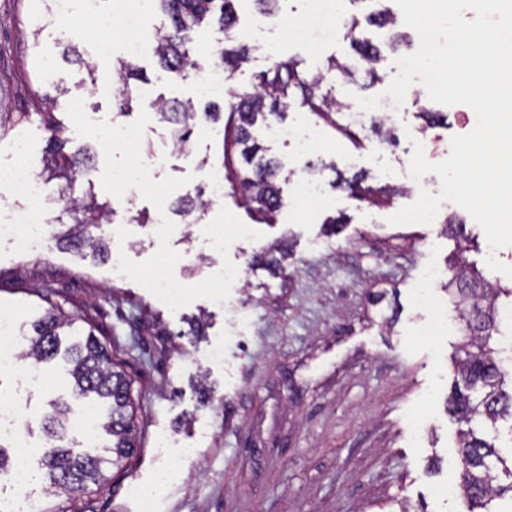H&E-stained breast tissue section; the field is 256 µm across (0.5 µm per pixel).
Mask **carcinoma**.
Returning <instances> with one entry per match:
<instances>
[{
  "instance_id": "carcinoma-1",
  "label": "carcinoma",
  "mask_w": 512,
  "mask_h": 512,
  "mask_svg": "<svg viewBox=\"0 0 512 512\" xmlns=\"http://www.w3.org/2000/svg\"><path fill=\"white\" fill-rule=\"evenodd\" d=\"M152 2L170 20V25L156 32L153 39L152 54L160 68L182 77L194 69L196 63L192 59L190 33L204 25L223 34L217 40L212 65L231 77L250 60L252 51L249 44L232 36L238 21L237 7L251 3L261 12H270L279 0ZM396 25L395 15L378 8L370 9L361 17L352 15L342 22L345 36L372 83L378 80L376 65L381 59V52L366 35L365 27ZM331 71L345 77L352 75L348 66L333 58L327 60L325 72L312 77L299 70L297 62L278 60L258 75L252 91L231 92L234 101L229 103L228 119L235 131L234 145L247 166L245 174L235 176L232 188L248 209L270 215L284 205L278 185L283 165L266 156L265 149L253 136L252 128L260 121H284L290 109L292 91H299L302 104L331 124L336 132L351 136L344 118V113L351 111V104L321 92L325 73ZM113 72L121 81V108L124 113L129 115L141 110L139 89L131 84V80L145 81L142 69L133 62L118 58L113 64ZM49 105L50 111L40 113L51 131L47 146V174L42 179L47 184L54 180L69 183L76 176L87 173L93 158L86 148L65 151L70 143L65 138L66 118L52 113L57 108V100H51ZM153 112L170 125L173 146L187 156L191 155L190 139L197 123L202 119L216 122L221 115L220 105L216 102L210 101L201 109L191 99L168 101L158 98ZM339 187L373 206L388 205L401 192L396 187L367 184V177L362 172L340 179ZM204 205L199 197L182 198L176 202L173 211L189 216ZM67 212L72 218V225L58 237V241L79 253L87 249L94 257L107 256L106 243L101 238L92 237L88 227L109 222L113 214L112 201H101L90 190L81 198L70 199ZM465 252L466 248L459 247L452 265L454 274L445 285L447 289L456 286L454 296L466 331V342L462 347L465 357L456 361L458 378L446 401L450 417L464 426L459 434L457 490L469 504V512H483L493 501L503 499L507 500V507L498 512H512V458L504 457L495 443L477 435L473 428L478 421L493 429L500 421H512V386H506V382H512V366L504 364L498 357V351L490 347L491 340L499 333L498 299L503 293L512 297V289L487 282L467 261ZM43 300L48 307L23 332V357L39 364L63 356L70 365L74 393L82 398L94 396L108 403L109 412L101 427L112 436V465L122 467L137 450L130 382L93 333H88L84 340L63 344V329L72 326L76 318L66 315L49 295H44ZM53 408L54 414L47 418L43 429L49 438L60 441L64 439L71 408L63 402L54 403ZM44 461L50 487L67 496L71 502L70 512H93L83 493L89 485H99L106 480L103 471L106 460L89 453H77L58 444L45 453Z\"/></svg>"
}]
</instances>
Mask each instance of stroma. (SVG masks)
Returning <instances> with one entry per match:
<instances>
[{"label":"stroma","instance_id":"35a3bbf8","mask_svg":"<svg viewBox=\"0 0 512 512\" xmlns=\"http://www.w3.org/2000/svg\"><path fill=\"white\" fill-rule=\"evenodd\" d=\"M314 9L315 0H280L266 31L250 38L251 59L231 86L251 89L254 74L276 59L300 60L313 73L333 57L356 70L351 82L332 75L335 94L371 97L397 74V55L418 49L411 27H404L407 40L396 53L383 47L386 31L370 29L369 37L383 48L379 80L370 83L341 27L343 18L360 11L358 0H339L337 20L316 39L283 33L284 22L300 21ZM90 30L80 19L70 30L47 24L38 0H0V165L22 151L34 170H42L50 133L37 111L44 97H57V87L84 95L92 120L116 121L112 62L96 58L86 37ZM218 38L209 28L194 34L198 67L185 78L162 71L153 56L143 58L148 99L194 97ZM71 44L83 64L65 56ZM89 62L95 74H88ZM57 99L59 111H66V98ZM423 107L444 112L445 121L424 128L418 116ZM467 110L432 101L424 85L414 83L386 122L396 142H379L364 128L358 148L306 108L290 110L287 124L313 127L320 147L301 156L290 144L268 142L270 156L290 175L273 223H262L229 195L205 211L172 218L170 244L180 255L175 277L186 285L222 266L223 258L200 236L220 207L261 231V239L230 246L228 257L246 275L220 304L198 299L173 312L118 274L112 262L54 243L41 256L0 243V311L29 323L45 308L43 293L51 292L63 311L79 317L81 332H94L124 363L131 380L138 452L123 468L108 469L106 483L86 490L94 512H141L131 489L152 482L162 467L175 480L159 493L156 512H468L466 501L450 490L459 468L458 426L445 401L463 334L459 310L443 288L457 242L442 234V220L464 221L472 239L465 256L486 281L512 288V277L488 266L485 233L457 204L442 203L434 224L392 225L389 216L410 205L411 194L376 209L336 186L337 174L359 171L376 186L407 185L413 139L430 138L432 162L445 161L452 137L468 132ZM223 142V123L200 122L192 154L184 156L174 149L168 126L154 117L143 146L163 158L156 177L190 176L177 194L192 197L209 194L215 177L225 176ZM306 177L318 181L326 203L296 196ZM154 211L139 198L90 232L140 262L157 251L159 240L156 225L135 218ZM339 216L343 227L329 232L328 219ZM120 226L131 232L122 243L115 235ZM279 240L288 247L282 271L253 264L255 253ZM433 270L438 281L429 288L425 280ZM67 369L60 358L39 364L42 383L36 388L25 387L19 372L0 370V400L19 404L31 432L28 488L56 512L68 500L51 495L42 476L43 424L55 402L78 411L87 405L74 398ZM201 381L211 391L206 403L198 394Z\"/></svg>","mask_w":512,"mask_h":512}]
</instances>
